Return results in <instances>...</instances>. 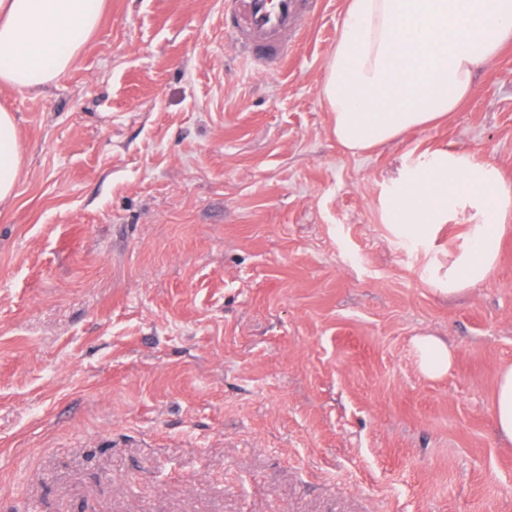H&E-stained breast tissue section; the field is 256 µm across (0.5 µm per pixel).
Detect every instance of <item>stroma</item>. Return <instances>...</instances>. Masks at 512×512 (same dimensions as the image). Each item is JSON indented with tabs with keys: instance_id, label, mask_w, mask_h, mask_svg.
Segmentation results:
<instances>
[{
	"instance_id": "obj_1",
	"label": "stroma",
	"mask_w": 512,
	"mask_h": 512,
	"mask_svg": "<svg viewBox=\"0 0 512 512\" xmlns=\"http://www.w3.org/2000/svg\"><path fill=\"white\" fill-rule=\"evenodd\" d=\"M344 7L263 73L224 0H105L55 83L0 87V512H512V233L448 298L428 269L463 224L427 252L381 210L438 148L512 181V44L446 120L353 154L321 91ZM21 173L17 122L13 112L0 108V203L11 199ZM414 346L418 355L420 371L429 377L446 374L453 364V353L440 337L424 334L415 338ZM492 411L499 437L512 444V366L500 371L492 398Z\"/></svg>"
}]
</instances>
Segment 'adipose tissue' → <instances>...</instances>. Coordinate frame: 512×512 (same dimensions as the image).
I'll return each mask as SVG.
<instances>
[{
    "label": "adipose tissue",
    "instance_id": "adipose-tissue-1",
    "mask_svg": "<svg viewBox=\"0 0 512 512\" xmlns=\"http://www.w3.org/2000/svg\"><path fill=\"white\" fill-rule=\"evenodd\" d=\"M103 0H0V86L43 91L76 62L98 28ZM512 41V0H346L321 88L339 144L357 152L395 140L455 111L471 95L479 71ZM21 173L17 122L0 108V203ZM398 238L433 245L444 224L466 217L463 244L434 281L453 296L496 269L512 183L491 164L463 153L420 154L382 201ZM420 371L446 374L447 343L414 340ZM499 437L512 443V366L499 374L492 398Z\"/></svg>",
    "mask_w": 512,
    "mask_h": 512
}]
</instances>
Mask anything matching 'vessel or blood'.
Instances as JSON below:
<instances>
[{
  "label": "vessel or blood",
  "mask_w": 512,
  "mask_h": 512,
  "mask_svg": "<svg viewBox=\"0 0 512 512\" xmlns=\"http://www.w3.org/2000/svg\"><path fill=\"white\" fill-rule=\"evenodd\" d=\"M312 11L313 0H224V29L235 51L258 68H280Z\"/></svg>",
  "instance_id": "obj_1"
}]
</instances>
